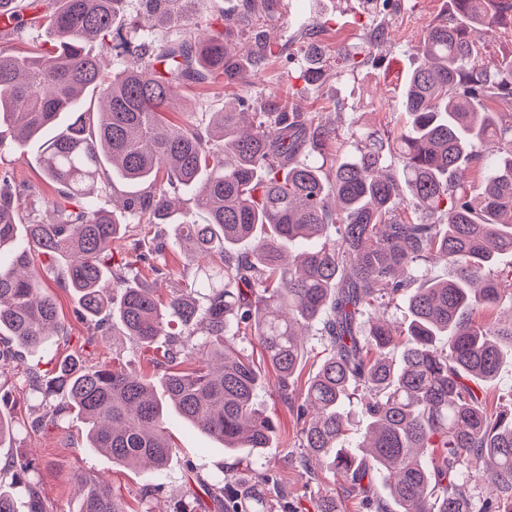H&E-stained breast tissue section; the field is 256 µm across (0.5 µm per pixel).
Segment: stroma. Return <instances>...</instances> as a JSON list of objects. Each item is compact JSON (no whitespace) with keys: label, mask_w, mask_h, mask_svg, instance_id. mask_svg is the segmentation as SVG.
<instances>
[{"label":"stroma","mask_w":512,"mask_h":512,"mask_svg":"<svg viewBox=\"0 0 512 512\" xmlns=\"http://www.w3.org/2000/svg\"><path fill=\"white\" fill-rule=\"evenodd\" d=\"M449 0H401L398 9L373 18L367 13L364 0H280L275 17L263 14L242 16L239 0H197L195 20L222 27L225 18H233L239 31L246 35L259 32L276 37L280 49L294 51L300 34L316 29V39L327 57L337 51L363 48L370 29L383 27L387 39L376 49L377 63H368L344 73L327 66L323 84L294 96L293 107L313 112L334 128L344 140L342 155H357L373 134H383L402 124L404 114L400 103L405 79L416 63V49L428 25L447 16ZM288 89L284 61L269 64L260 71L253 85L235 86L224 83L192 85L179 89L171 105L174 122L193 119L207 126L211 113L236 104L238 98L259 96L260 92L285 93ZM10 171L15 187L32 186L44 196L52 190L43 178L37 148L33 144H13L0 150V172ZM195 265L188 262L183 251H167L166 264L160 271L142 273L157 290L160 299H167L173 288L192 278ZM43 286L56 300L66 336L57 340L54 354L30 350L23 354V365L43 375L51 371L55 360L81 354L85 366H96L121 353L141 372L150 374L154 368L152 354L133 348L119 333L91 336L88 324L79 319L77 299L69 289L60 287L56 276H48ZM264 379L257 391V400L273 414L279 432L261 459L225 454L220 443L197 431L177 415H169L167 431L174 452L168 463V480L163 491L151 501H143L146 486L153 478L148 470H131L116 464L111 457L89 448L80 420L64 418L61 428L15 432L10 441L0 444V470L8 471L20 459L32 461L33 477L44 501L45 512H77L82 495V479H103L121 497L128 512H173L176 501L192 498L202 484L237 477L249 481L260 479L266 468H274L288 487V499L298 512H315V502L332 487L328 481L302 478L296 460L299 450V428L280 399L274 374L264 368ZM10 390L7 401L0 402V416L23 421L42 415L38 400L19 384L15 370L0 372V387Z\"/></svg>","instance_id":"35a3bbf8"}]
</instances>
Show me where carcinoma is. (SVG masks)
<instances>
[{
	"mask_svg": "<svg viewBox=\"0 0 512 512\" xmlns=\"http://www.w3.org/2000/svg\"><path fill=\"white\" fill-rule=\"evenodd\" d=\"M0 0L9 35L31 37L19 55L0 45V148L34 142L43 176L54 189L55 219L32 213L25 236L16 195L0 188V341L48 350L66 327L43 294L32 254L61 261L64 287L78 297V316L105 334L116 322L154 359L159 381L140 376L116 356L84 367L63 359L56 374L23 376L50 420H84L89 447L112 460L154 471L150 491L165 486L173 448L165 411L219 441L228 453L258 454L277 424L257 402L258 367L238 340L255 342L275 374L279 396L300 428L301 476L343 479L342 493L368 512H392L371 495L379 481L399 512H512V412L489 406L481 383L494 380L512 322L486 325L476 315L512 298V279L491 273L512 253V64L488 66L472 32L512 29V0H451L449 17L429 25L408 74L401 109L410 122L374 140L354 158L323 171L336 134L317 115L288 110L269 94L252 110L216 112L206 131L168 118L175 89L189 84L249 85L275 57L264 35L234 45L224 30L184 26L193 0ZM277 0H243L247 13L274 12ZM115 52L114 68L95 46ZM311 64L296 79L318 86L321 46L307 41ZM345 51L336 67L352 70L375 58ZM97 93L96 121H85V97ZM403 183L381 174L388 157ZM484 176L480 192L458 180L463 168ZM143 185L116 215L99 197L113 188L106 172ZM193 191L175 216L171 189ZM128 224H172L171 242L115 262L114 242ZM338 229L331 237L329 229ZM253 241L249 253L237 245ZM192 258L217 257L163 304L138 265L158 270L168 248ZM456 269L447 280L421 281V261ZM120 295L113 302L112 293ZM405 299L407 318L394 325L377 314L384 300ZM321 325L323 358L295 394L304 358L300 329ZM193 360L190 371H175ZM362 393L367 427L358 455L343 447L346 400ZM29 462L0 481V512H44ZM486 477L496 499L466 491ZM217 512H296L278 474L254 486L205 488ZM78 512H126L108 485H88Z\"/></svg>",
	"mask_w": 512,
	"mask_h": 512,
	"instance_id": "carcinoma-1",
	"label": "carcinoma"
}]
</instances>
